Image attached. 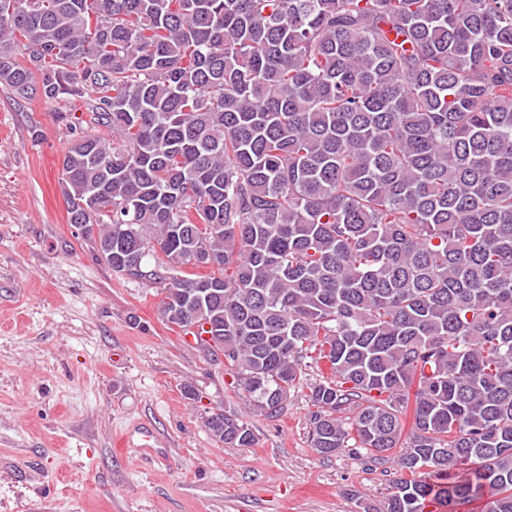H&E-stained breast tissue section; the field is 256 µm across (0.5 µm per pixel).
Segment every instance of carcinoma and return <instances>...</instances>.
I'll return each mask as SVG.
<instances>
[{"label":"carcinoma","mask_w":512,"mask_h":512,"mask_svg":"<svg viewBox=\"0 0 512 512\" xmlns=\"http://www.w3.org/2000/svg\"><path fill=\"white\" fill-rule=\"evenodd\" d=\"M0 85L85 103L67 222L220 327L249 409L328 366L313 447L411 475L363 512H512V0H0Z\"/></svg>","instance_id":"carcinoma-1"}]
</instances>
